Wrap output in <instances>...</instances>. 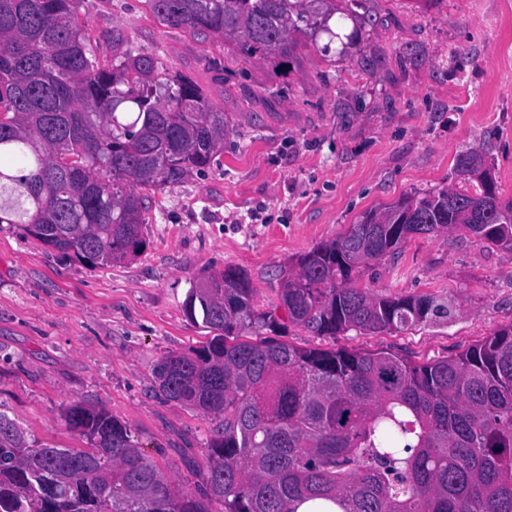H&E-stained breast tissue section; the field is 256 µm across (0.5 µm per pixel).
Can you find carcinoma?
I'll use <instances>...</instances> for the list:
<instances>
[{
	"label": "carcinoma",
	"mask_w": 512,
	"mask_h": 512,
	"mask_svg": "<svg viewBox=\"0 0 512 512\" xmlns=\"http://www.w3.org/2000/svg\"><path fill=\"white\" fill-rule=\"evenodd\" d=\"M163 25L286 57L303 28L338 37L305 0H145ZM75 0H0V224L93 266L138 257L150 195L211 165L226 131L192 79L151 52L101 65ZM305 27H300V24ZM126 89H120V86ZM477 188L407 194L370 209L339 238L300 255L280 308L258 313L247 272L227 266L218 297L188 289L186 317L211 333L156 368L169 400L222 419L205 495L224 512H512V325L454 356L417 364L385 351L308 349L277 340L403 332L450 314L431 295H372L363 263L411 235L463 229L512 249V203L485 171ZM93 442L21 456L24 433L0 413V512H208L175 491L104 410L73 404Z\"/></svg>",
	"instance_id": "carcinoma-1"
}]
</instances>
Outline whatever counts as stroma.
I'll return each instance as SVG.
<instances>
[{
  "label": "stroma",
  "instance_id": "obj_1",
  "mask_svg": "<svg viewBox=\"0 0 512 512\" xmlns=\"http://www.w3.org/2000/svg\"><path fill=\"white\" fill-rule=\"evenodd\" d=\"M349 46L298 32L288 57L160 24L144 0H78L99 60L144 51L190 77L227 122L210 167L152 197L134 260L93 267L21 225L0 224V412L29 441L89 442L67 425L75 403L126 423L177 488L202 498L218 419L165 399L169 353L209 333L184 315L202 272L247 271L253 304L278 306L285 272L365 211L407 193L467 187L460 153L480 155L512 201V0H333ZM374 295L428 294L451 314L406 332L317 336L300 348L385 350L417 363L458 354L512 325V250L462 230L414 235L360 269Z\"/></svg>",
  "mask_w": 512,
  "mask_h": 512
}]
</instances>
